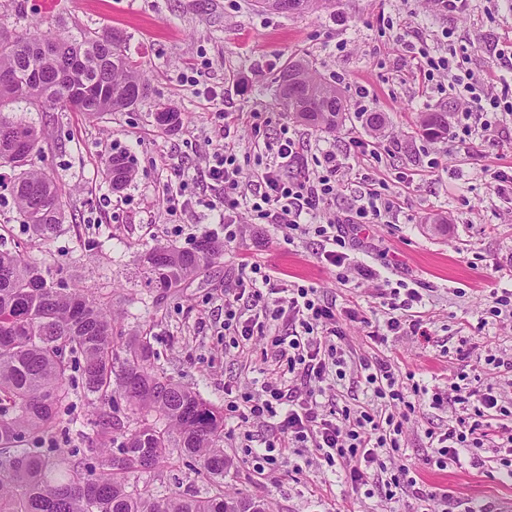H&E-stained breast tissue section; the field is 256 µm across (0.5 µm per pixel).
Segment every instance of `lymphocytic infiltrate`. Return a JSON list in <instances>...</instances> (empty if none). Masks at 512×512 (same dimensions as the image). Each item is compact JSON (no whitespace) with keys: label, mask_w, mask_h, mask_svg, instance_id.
Instances as JSON below:
<instances>
[{"label":"lymphocytic infiltrate","mask_w":512,"mask_h":512,"mask_svg":"<svg viewBox=\"0 0 512 512\" xmlns=\"http://www.w3.org/2000/svg\"><path fill=\"white\" fill-rule=\"evenodd\" d=\"M413 69L416 78L454 91L461 101L463 119H477L484 133L496 128L499 113L512 112V102L495 91L499 80L495 71L459 72L453 56H436L423 49L415 54ZM299 146L296 135L280 138L275 149L278 161L258 176L251 209L264 223L281 229L287 241L319 238L322 259L330 266L344 267L352 246L345 225L389 223L395 202L371 187L356 209L336 213L332 204L342 176L335 155H328L324 171L314 175H284V167L297 162ZM242 173L234 144L225 143L223 149L214 152L208 176L222 191L224 238L230 242L237 238L235 212ZM383 297L390 313L386 322L389 330L405 328L411 335L427 336L419 289L393 287ZM282 323L288 325V334L273 333V326ZM224 333L237 349L249 348L255 335L270 336V361L277 377L232 397L225 406L243 429L244 458L257 474L285 467L291 456L307 453L327 466H340L351 488H359L376 476L386 497L409 489L421 502L435 500L447 506V497L418 488L412 465L402 463L392 470L386 464L399 453L404 425L416 410L415 398L421 396L435 408L450 401L463 408L454 424L428 432L427 464L442 470L459 462L465 452L471 467L480 468L485 464L481 452L489 446L494 448L498 464L512 474V429L496 430L491 425L493 418H511L512 409L501 404L493 388L456 381L445 389H430L416 382L407 388L390 363L379 361L364 364V380L376 398L388 403V411L376 414L337 406L324 382L342 363L336 341L343 333L337 326L335 305L321 299L314 286L293 283L277 287L271 271L241 260L234 287L224 291ZM270 419L275 422L276 434L264 440L262 447H253L254 425Z\"/></svg>","instance_id":"1"}]
</instances>
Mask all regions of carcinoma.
<instances>
[{"mask_svg":"<svg viewBox=\"0 0 512 512\" xmlns=\"http://www.w3.org/2000/svg\"><path fill=\"white\" fill-rule=\"evenodd\" d=\"M256 0L278 14L306 12L321 0ZM118 28L79 29L36 38L0 26V168L11 171V196L34 245L51 241L65 219L67 192L57 180L28 168L44 129L6 112L24 102L40 112H64L72 101L91 119L136 106L147 93L143 68L129 59ZM310 92L309 111L276 85L278 104L301 123L336 128L344 98L304 56L280 69ZM164 133L181 112L154 113ZM429 138L448 134V113L421 116ZM126 151L110 154L104 180L124 190L136 171ZM223 251L210 237L190 249L154 247L140 255L144 277L176 288ZM124 398L131 423L121 422ZM92 406L90 431H72L77 402ZM73 443L56 447L57 436ZM224 408L174 381L158 363L148 336L117 341L111 308L92 288H72L50 276L21 248L0 249V512H270L269 506L224 492L228 466L220 442ZM198 462L210 481L205 495H161L154 482L165 467Z\"/></svg>","mask_w":512,"mask_h":512,"instance_id":"1","label":"carcinoma"}]
</instances>
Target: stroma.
<instances>
[{"label": "stroma", "instance_id": "1", "mask_svg": "<svg viewBox=\"0 0 512 512\" xmlns=\"http://www.w3.org/2000/svg\"><path fill=\"white\" fill-rule=\"evenodd\" d=\"M37 21L33 33L60 29L119 28L128 35L126 52L147 70L146 97L135 109L105 112L87 121L76 112L53 117L20 108L19 117L46 127L49 137L31 157L34 169L65 185L68 217L46 245L32 247L8 190L0 189V242L31 247L51 273L69 284L104 288L125 335L148 331L159 361L177 382L223 404L225 390L241 393L262 379L260 346L241 351L224 345V291L233 287L241 258L281 272L280 286H315L335 302L345 377L330 375L338 405L373 411L381 402L358 382L360 366L379 360L399 375L446 386L459 372L493 387L512 401V369L495 367L487 354L512 359V319L483 324L490 293L512 286V189L496 194L488 171L512 169V116H503L491 140L473 131L470 149L453 138H426L419 127L425 112H444L456 124L460 112L454 92L423 86L412 74V48L443 55L444 29L474 38L458 59L482 73L496 64L491 50L512 35V0H472L467 14L441 11L437 0H333L326 7L295 15L259 13L250 0H66L58 16L42 13L40 0H0V23L14 29ZM304 54L320 74L343 92L347 109L336 129L290 119L275 101L271 81L288 58ZM198 75L197 86L186 77ZM184 114L177 131L163 134L154 123L158 106ZM242 113L227 126L219 111ZM380 112L385 126L368 130L364 111ZM298 134L303 169L323 170L335 153L346 173L336 187L334 208L359 204L365 188L381 185L399 208L388 224L351 229L352 263L371 272L368 281L337 278L322 263V245L307 236L289 243L270 224L251 219L252 187L242 186V233L215 263L179 287L149 286L141 271L142 251L163 245L188 249L202 236L223 239L224 227L201 202L215 191L206 175L207 158L235 143L246 174L275 164L273 147L282 130ZM368 144L374 157L361 155ZM116 150L135 155L137 171L121 192L102 180L105 158ZM197 204L171 214L168 200L181 189ZM403 281L422 289L428 338L403 332L387 343L371 340V328L384 327L387 310L377 293L386 283ZM358 308L367 323L350 321ZM468 358L459 361L458 350ZM462 409L457 404L417 408L402 436V449L420 465L418 474L449 503L469 512H512V475L489 462L475 469L449 464L427 466V430L447 428ZM235 420L224 422V455L230 465L224 490L269 502L273 512H420L409 492L386 499L381 483L369 479L357 492L326 485L318 464H300L261 476L243 457ZM301 465L294 473L293 465Z\"/></svg>", "mask_w": 512, "mask_h": 512}]
</instances>
